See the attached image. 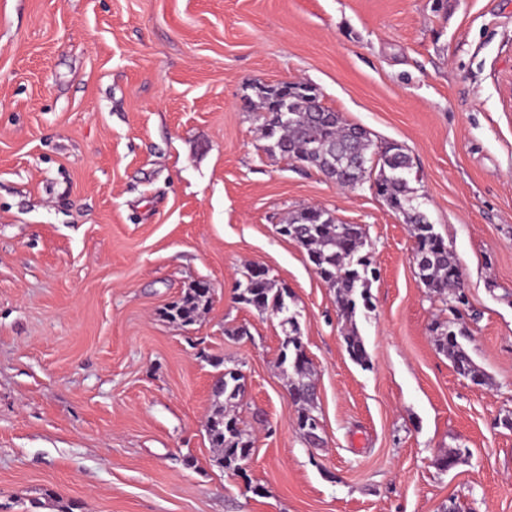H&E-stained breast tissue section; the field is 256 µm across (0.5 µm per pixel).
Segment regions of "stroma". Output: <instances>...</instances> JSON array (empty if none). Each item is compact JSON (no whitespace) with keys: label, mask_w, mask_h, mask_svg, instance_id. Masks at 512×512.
Returning a JSON list of instances; mask_svg holds the SVG:
<instances>
[{"label":"stroma","mask_w":512,"mask_h":512,"mask_svg":"<svg viewBox=\"0 0 512 512\" xmlns=\"http://www.w3.org/2000/svg\"><path fill=\"white\" fill-rule=\"evenodd\" d=\"M511 78L512 0H0V512H512ZM298 81L411 156L488 385L437 350L451 314L402 216L263 151L243 99ZM306 206L366 230L368 365L279 232ZM253 264L291 294L319 444L296 426L280 316L238 298ZM199 283L207 312L170 321ZM228 368L242 477L206 433ZM453 448L468 461L439 470Z\"/></svg>","instance_id":"obj_1"}]
</instances>
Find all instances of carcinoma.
<instances>
[{
	"label": "carcinoma",
	"instance_id": "1",
	"mask_svg": "<svg viewBox=\"0 0 512 512\" xmlns=\"http://www.w3.org/2000/svg\"><path fill=\"white\" fill-rule=\"evenodd\" d=\"M309 95L308 84L287 82L260 85L256 99H245L244 109L257 113L260 121L261 137L266 140L262 149L287 160H300L336 181L341 188L353 189L374 178L377 194L411 227L415 239L413 252L423 261L415 266L419 281L429 293L448 297V310L453 319L437 321L433 327L438 350L448 357L459 376L477 386L488 384L489 376L461 343L468 338L469 330L458 316L459 306L468 304L459 263L410 195L407 179L412 169L410 155L397 143L376 147L365 128L347 122L340 113L326 106L319 112L309 111ZM277 100L285 102L287 111H273L272 104ZM285 227L294 230L291 239L306 251L318 276L335 293L338 316L350 324L344 337L349 356L360 365L367 364L368 354L354 323L358 305L366 307L370 302L371 262L360 254L366 243L364 228L360 224H343L319 207L298 210ZM237 287L244 302L261 312L270 310L283 315L282 324L288 326L281 344V363L288 364L293 374L289 392L297 408L298 429L305 437L315 408L311 396L313 368L305 353L296 314L289 313V294L285 288L276 287L270 278L253 275L250 269ZM209 299L210 289L193 288L181 302L170 307L168 317L183 325L192 324L208 306ZM242 380L239 371L224 370L216 388L217 395L224 397V405L213 412L206 425L211 447L217 453L216 462L233 475L245 471L252 455V442L234 410L242 393ZM465 460L466 451L457 448L437 457L435 463L447 471Z\"/></svg>",
	"mask_w": 512,
	"mask_h": 512
}]
</instances>
